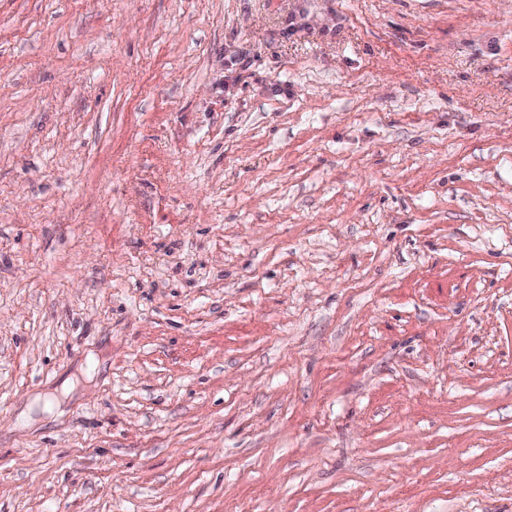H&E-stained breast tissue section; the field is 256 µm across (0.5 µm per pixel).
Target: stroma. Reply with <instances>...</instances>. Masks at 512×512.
Wrapping results in <instances>:
<instances>
[{
    "label": "stroma",
    "mask_w": 512,
    "mask_h": 512,
    "mask_svg": "<svg viewBox=\"0 0 512 512\" xmlns=\"http://www.w3.org/2000/svg\"><path fill=\"white\" fill-rule=\"evenodd\" d=\"M0 512H512V0H0Z\"/></svg>",
    "instance_id": "obj_1"
}]
</instances>
